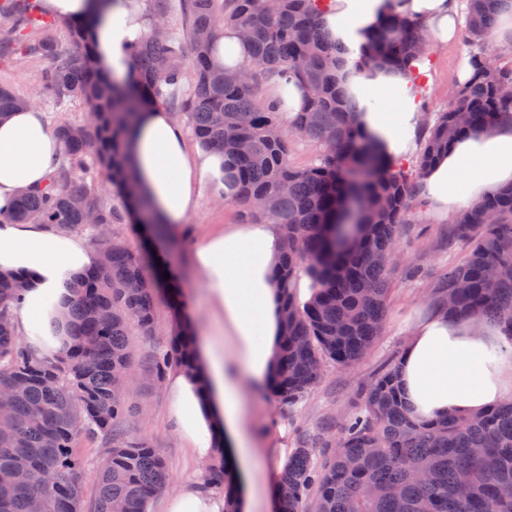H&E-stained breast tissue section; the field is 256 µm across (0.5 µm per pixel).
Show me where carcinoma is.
I'll list each match as a JSON object with an SVG mask.
<instances>
[{"label": "carcinoma", "mask_w": 512, "mask_h": 512, "mask_svg": "<svg viewBox=\"0 0 512 512\" xmlns=\"http://www.w3.org/2000/svg\"><path fill=\"white\" fill-rule=\"evenodd\" d=\"M151 2L150 32L131 50L136 80L123 86L109 79L96 54L95 31L111 0H96L88 17L64 23L63 41L42 20L40 4L0 3V53L21 49L38 57L50 103L78 101L90 110L87 123L57 127L63 162L46 185L18 198L8 218L63 230L87 227L100 253L99 265L73 286L72 341L58 360L35 357L15 335L12 308L24 281L0 274V397L7 409L0 417V512H30L37 494L45 512H81L83 473L74 450L83 439L104 448L94 512H142L168 484L157 449L127 430L124 387L133 363L131 330L154 332L160 285L179 313L181 287L174 279L161 283L160 268L148 269L112 240V225L134 208L152 238L164 235L134 195L125 145L140 111L162 97L163 88L180 85L186 69L195 80L184 106L195 138L232 160L237 203L264 202L263 211L250 209L249 216L281 225L286 326L271 388L285 405L314 388L326 364H356L380 336L399 231L419 202L422 171L457 136L488 130L502 113H512V50L492 44L498 0H468L464 34L475 47L473 78L426 123L409 163L381 153L356 126L344 92L345 50L320 24L323 0H224L221 16L217 0H189L183 39L168 30L155 35L165 0ZM224 23L249 29L254 70L244 80L210 63V38ZM426 56L425 26L393 15L371 37L365 62L405 67ZM274 75L294 76L313 90L307 108L286 127L278 103L257 104L260 86ZM29 103L0 84V118ZM296 138L324 148L318 162L290 163ZM91 155L122 207L79 184ZM451 232L471 249L434 288L435 303L453 316L501 323L512 337V188L465 209ZM301 271L318 285L303 307L290 293ZM193 354L194 336L179 323L150 374L160 381L173 364L193 365ZM19 459L27 464L25 481L11 475ZM46 471L57 481L44 490L39 478ZM202 479L224 489L226 512H235L226 460L206 467ZM279 484L288 494L278 497L277 512H512V399L486 413L419 426L399 393L397 368L386 369L345 420L338 443L324 426L299 431Z\"/></svg>", "instance_id": "carcinoma-1"}]
</instances>
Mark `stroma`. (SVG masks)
Listing matches in <instances>:
<instances>
[{
    "label": "stroma",
    "instance_id": "stroma-1",
    "mask_svg": "<svg viewBox=\"0 0 512 512\" xmlns=\"http://www.w3.org/2000/svg\"><path fill=\"white\" fill-rule=\"evenodd\" d=\"M471 46L463 36L442 47H431L429 60L431 81L423 85L420 97L430 111H444L461 86L459 70L470 58ZM40 59L10 53L0 55V83L12 86L26 95L38 87ZM245 216L236 203H205L201 211L184 226L187 236L212 230L217 224H241ZM469 246L448 233L446 224L415 209L409 224L401 229L402 259L391 274L389 298L384 326L368 355L351 368L327 366L318 385L292 407L281 406L270 388L256 392L251 401L253 415L271 423L265 434L270 448L295 447L299 428L328 425L332 438L342 434L345 418L359 402L361 390L379 371L399 363L411 327L424 319L434 307L432 289L446 270L458 264ZM154 335L134 336L135 368L129 376L124 400L131 412L127 428L132 436L147 438L164 458L175 484L195 478L199 464L182 448L166 422V394L163 384L154 382L148 369L155 356L169 349L174 327V314L164 297L155 301Z\"/></svg>",
    "mask_w": 512,
    "mask_h": 512
}]
</instances>
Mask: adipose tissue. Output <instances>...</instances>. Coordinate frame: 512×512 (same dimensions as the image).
<instances>
[{"label": "adipose tissue", "mask_w": 512, "mask_h": 512, "mask_svg": "<svg viewBox=\"0 0 512 512\" xmlns=\"http://www.w3.org/2000/svg\"><path fill=\"white\" fill-rule=\"evenodd\" d=\"M460 0H326L321 22L333 41L347 48L353 71L346 85L356 103L355 121L387 156L411 159L424 123L419 83L428 60L407 69L362 64L373 32L392 14L423 22L431 38L452 41L459 26ZM149 0H114L97 35L106 72L121 82L134 78L128 55L148 31ZM211 61L240 71L252 51L238 28H220ZM64 150L36 107L0 120V272L26 281L13 310L15 332L38 357L61 355L70 337L65 314L68 286L99 261L83 236L45 224H15L8 215L20 191L42 186ZM144 195L168 238L204 201L234 202L238 185L228 159L201 142L190 141L164 106L143 111L129 146ZM428 215L452 222L466 207L512 186V116L491 129L457 138L420 181ZM188 250L207 301V322L198 324L193 297H185V319L196 326V371L171 368L164 387L167 420L176 438L199 462L224 454L239 483V512L271 508L289 451L272 449L268 482L257 488L255 436L245 417L247 390L274 376L284 332L282 298L275 276L282 251L278 224L263 220L225 224L194 238ZM398 385L412 416L432 421L448 414L474 415L512 398V338L502 326L475 323L435 311L418 322L398 369ZM165 512H224V495L185 482L164 505Z\"/></svg>", "instance_id": "adipose-tissue-1"}]
</instances>
